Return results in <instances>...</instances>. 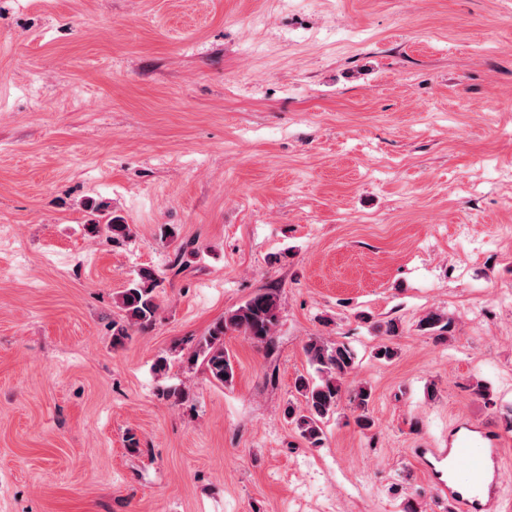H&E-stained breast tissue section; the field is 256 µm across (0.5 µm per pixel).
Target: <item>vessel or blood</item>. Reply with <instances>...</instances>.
I'll return each mask as SVG.
<instances>
[{"label": "vessel or blood", "instance_id": "1", "mask_svg": "<svg viewBox=\"0 0 512 512\" xmlns=\"http://www.w3.org/2000/svg\"><path fill=\"white\" fill-rule=\"evenodd\" d=\"M415 455L441 501L453 512H498L504 466L497 437L486 429L459 424L444 448H419Z\"/></svg>", "mask_w": 512, "mask_h": 512}]
</instances>
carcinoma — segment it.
<instances>
[{"mask_svg": "<svg viewBox=\"0 0 512 512\" xmlns=\"http://www.w3.org/2000/svg\"><path fill=\"white\" fill-rule=\"evenodd\" d=\"M90 232L103 233L107 240L118 243L130 237V225L120 216H111L105 223L89 224ZM160 282L156 274L143 269L132 279L117 297V307L122 317L112 321V344H124L130 330H145L156 319L158 304L156 289ZM280 298L278 290L259 291L236 309L216 322L208 334L202 337L190 357V362L200 364L209 377L218 384L229 385L235 377L233 361L224 349V336L237 332L256 346L270 351L275 346V332L279 322ZM420 327L442 338L450 332L451 322L440 313H430L420 320ZM304 351L313 373L299 376L295 389L302 397L297 406L288 408L286 417L299 435L314 447L322 445L323 426L336 413L345 392V376L352 370L356 356L344 345L333 344L319 336H311L304 345ZM371 390L365 385L350 389V400L359 413L355 424L362 430L372 427L373 421L367 414Z\"/></svg>", "mask_w": 512, "mask_h": 512, "instance_id": "obj_1", "label": "carcinoma"}]
</instances>
